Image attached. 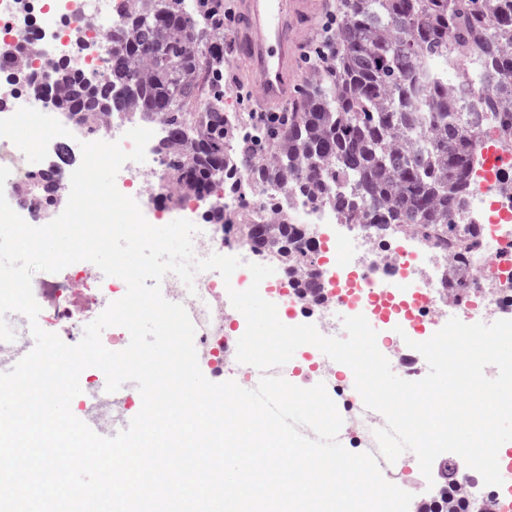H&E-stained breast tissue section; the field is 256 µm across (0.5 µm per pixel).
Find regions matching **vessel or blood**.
I'll return each mask as SVG.
<instances>
[{
  "instance_id": "b4317fda",
  "label": "vessel or blood",
  "mask_w": 512,
  "mask_h": 512,
  "mask_svg": "<svg viewBox=\"0 0 512 512\" xmlns=\"http://www.w3.org/2000/svg\"><path fill=\"white\" fill-rule=\"evenodd\" d=\"M321 9L320 0H238L233 37L247 48V77L258 90L262 107H285L293 101L302 79L296 66L298 36L294 26L301 18L317 20ZM34 346L35 339L29 335L0 341V372L11 370ZM120 403L118 394L100 392L87 425L107 437L126 429L129 416L117 422L112 419V409Z\"/></svg>"
}]
</instances>
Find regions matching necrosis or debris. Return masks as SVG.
I'll use <instances>...</instances> for the list:
<instances>
[{
	"label": "necrosis or debris",
	"mask_w": 512,
	"mask_h": 512,
	"mask_svg": "<svg viewBox=\"0 0 512 512\" xmlns=\"http://www.w3.org/2000/svg\"><path fill=\"white\" fill-rule=\"evenodd\" d=\"M129 11V0H0V42L26 41L28 57L0 67V87L8 97L0 105L7 120L0 124V166L11 174L5 188L17 195L27 180L26 169L13 163L15 150L11 133L25 126L33 134L32 150L52 152L62 182H69L79 160L68 137L45 128L41 120L61 112L60 88L43 77L48 63H65L69 70L93 82L111 67L110 33L113 22ZM169 158L153 154L151 163L126 162L123 187L139 205L156 215L166 212ZM471 176L475 189L467 200L459 224L478 225L479 243L465 258L451 248L425 242L421 231L402 226L385 236L376 226L355 218V235L340 240L319 230L320 225L339 223L336 210L316 198L299 194L287 181L256 189L264 201L276 199V206L254 210V219L270 223L274 212L288 215L300 225L311 252L319 261L323 287L311 295L278 275L271 293L280 320L305 317L327 337L344 333L341 316L364 315L377 332L381 353L394 364L403 379L417 381L424 373L417 350L400 335L408 330L415 341H425L427 328L444 326L450 318L472 324L490 318L512 317V144L505 143L497 128L488 127L478 147V163ZM249 241L233 234L223 224L207 225L201 235L198 257L211 254L240 256L250 252ZM240 273L230 281L200 272L192 285L177 276L167 281L178 303L197 320L196 342L213 372L231 370L242 375L247 387L258 385L251 370L236 360L227 342L224 317L226 283H239ZM39 305H50L53 318L79 328L93 314L96 305L115 301L125 291L114 281L74 274L70 284L45 280L32 286ZM329 393L333 394L343 419L359 434L364 452L379 455L375 430L384 428L383 415L368 414L350 377L338 378L328 360L315 363ZM386 478L412 493V512H423L431 493L446 500L480 499L489 512H512V463L501 465L502 485H485L481 475L456 454L445 453L435 461L431 478H424L416 456L403 453L386 463Z\"/></svg>",
	"instance_id": "4bbe7bcc"
}]
</instances>
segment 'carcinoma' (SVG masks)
I'll return each instance as SVG.
<instances>
[{"mask_svg": "<svg viewBox=\"0 0 512 512\" xmlns=\"http://www.w3.org/2000/svg\"><path fill=\"white\" fill-rule=\"evenodd\" d=\"M139 0L138 11L112 27V74L95 88L56 76L63 106L92 125L98 111L160 119L157 151L177 144L169 162L179 192L169 200L215 190L249 194L288 172L298 190L324 196L351 219L358 210L383 231L413 224L448 241L461 255L474 238L452 220L471 192L476 145L489 125L512 136V0H339L336 28L310 59L316 80L286 112H224V0ZM477 60L468 78L479 84V110L448 97V56ZM23 191L54 204L64 186L50 172L28 176ZM212 224H233L251 244L279 253L298 288H321L296 224H249L219 208Z\"/></svg>", "mask_w": 512, "mask_h": 512, "instance_id": "obj_1", "label": "carcinoma"}]
</instances>
